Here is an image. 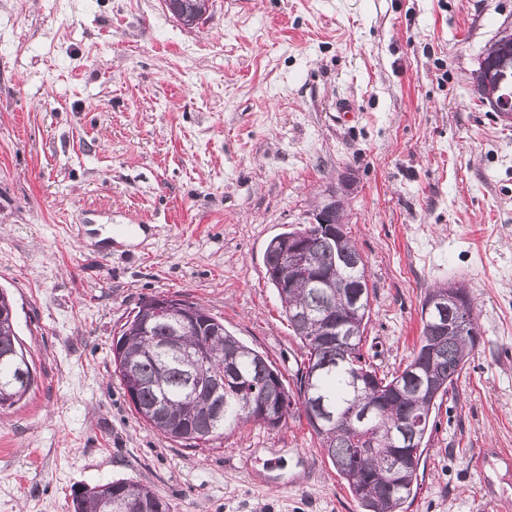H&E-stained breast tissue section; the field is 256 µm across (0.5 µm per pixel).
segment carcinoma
I'll return each mask as SVG.
<instances>
[{
    "label": "carcinoma",
    "instance_id": "carcinoma-1",
    "mask_svg": "<svg viewBox=\"0 0 512 512\" xmlns=\"http://www.w3.org/2000/svg\"><path fill=\"white\" fill-rule=\"evenodd\" d=\"M203 2L164 0L171 15L189 21L199 16ZM306 232L315 261L324 268L336 267V287L325 296H317L301 279L282 285L269 277L300 341L302 368L297 371V397H292L282 375H277L275 381L271 379V373L276 371L272 364L224 330V323L211 315L182 333L181 346L190 353L201 340L210 339L207 370L229 377L224 383L222 414L212 429L205 427L207 410L214 403L210 391L197 388L191 381V368L175 361L164 348L165 339L172 333L171 324L156 321L149 325L147 334L130 327L112 340V349L123 355L114 372L127 390L130 382L125 364L132 365L138 379L137 395L131 399L136 413L167 438L190 447L257 421L246 405L261 401L272 387L286 397V403L264 422L269 428L280 426L298 405L322 406L332 419L324 432L314 437L336 473L346 481L362 512H402L406 501L417 495L424 448L416 449L411 472L398 475L397 431L400 423L410 418L418 423V443H425L435 427L431 414L436 409V405L425 401L418 387L408 384L407 378L413 368L421 365L431 346L435 349L434 372L443 382L438 400L449 394L476 347L474 303L468 304L463 328L445 335H436L438 326L432 318L422 319L419 344L400 372L379 374L365 356L362 334L352 340L347 359H340L336 347L315 335V326L325 314L337 323L345 320L348 290L359 280L367 279L366 264L343 265L342 257L359 254L347 235L333 246L326 234L317 229L309 227ZM10 306H14L13 299L0 289V410L13 407L34 384L21 370L26 354L18 339L16 317L6 314ZM301 310L308 311V315L299 326L295 318ZM126 485L136 487L137 497L151 512H172V504L151 487L127 479L111 481L103 491L91 488L83 497L73 499L75 512H112V503L106 497Z\"/></svg>",
    "mask_w": 512,
    "mask_h": 512
}]
</instances>
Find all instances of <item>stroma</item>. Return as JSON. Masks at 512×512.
Instances as JSON below:
<instances>
[{"instance_id": "stroma-1", "label": "stroma", "mask_w": 512, "mask_h": 512, "mask_svg": "<svg viewBox=\"0 0 512 512\" xmlns=\"http://www.w3.org/2000/svg\"><path fill=\"white\" fill-rule=\"evenodd\" d=\"M510 25L512 0H214L191 29L163 0H0V288L35 371L0 411V512L117 479L174 512H359L305 419L187 448L112 361L128 315L177 296L294 387L263 254L338 189L379 371L404 369L429 288L464 285L478 317L408 512H512V125L472 83Z\"/></svg>"}]
</instances>
